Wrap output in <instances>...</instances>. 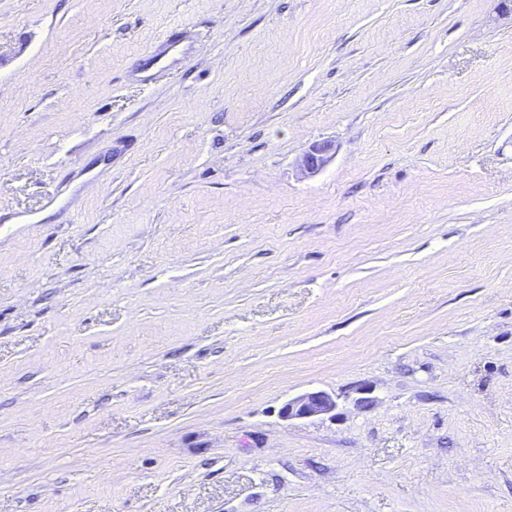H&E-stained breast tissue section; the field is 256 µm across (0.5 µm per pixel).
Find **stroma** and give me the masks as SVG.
<instances>
[{
	"instance_id": "obj_1",
	"label": "stroma",
	"mask_w": 512,
	"mask_h": 512,
	"mask_svg": "<svg viewBox=\"0 0 512 512\" xmlns=\"http://www.w3.org/2000/svg\"><path fill=\"white\" fill-rule=\"evenodd\" d=\"M0 512H512V0H0ZM174 37L175 33L172 30L169 31L165 38L160 42L165 48L160 51L155 49L153 52L142 58L145 69L150 70L154 67L166 66L168 64L170 58L167 57V55H169V53H171L176 47ZM330 150L331 145L325 142L312 145L302 158L304 171L314 173L321 169L327 161ZM336 406V397L327 392H307L288 400L282 408V416L294 419L329 415L336 410Z\"/></svg>"
}]
</instances>
